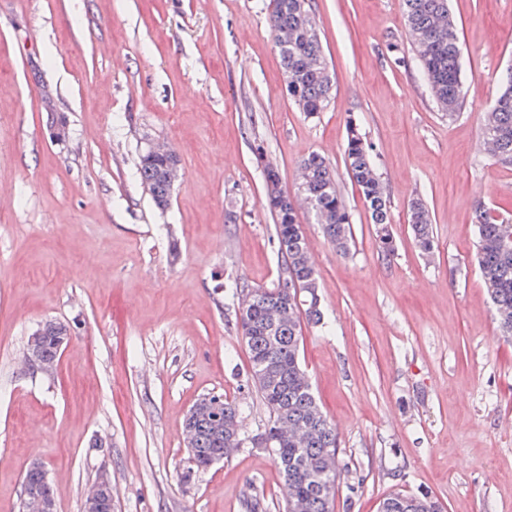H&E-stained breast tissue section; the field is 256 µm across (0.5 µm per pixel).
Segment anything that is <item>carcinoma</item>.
I'll return each mask as SVG.
<instances>
[{
	"mask_svg": "<svg viewBox=\"0 0 512 512\" xmlns=\"http://www.w3.org/2000/svg\"><path fill=\"white\" fill-rule=\"evenodd\" d=\"M407 34L427 87L442 111L452 117L462 104L465 86L455 23L448 0H404ZM275 46L281 57L286 88L300 111L313 115L330 100L332 78L310 0H271L269 14ZM502 90L490 119L482 124V140L491 144L502 164H512V70L501 78ZM346 170L360 188L383 252L395 251L390 229V201L384 192L372 149L356 126H349L344 149ZM178 167L174 150L142 149L137 172L155 204L169 205L170 171ZM300 194L314 211L324 237L340 254H347L351 240L350 215L325 159L316 153L299 165ZM266 206L275 219L278 251L284 259L281 276L271 288H251L241 293L236 327L247 347L250 378L268 411L265 430L251 442L271 451L283 478L284 512H332L339 484L347 469L338 460L336 429L321 410L299 356L300 322L322 321L316 262L301 226L296 207L278 189L279 173L271 164L264 169ZM410 222L418 247L434 248L432 220L422 201L410 207ZM477 261L491 301L500 336L512 341V221L481 210L476 215ZM39 351L50 368L57 361L55 333H45ZM210 397L200 398L186 414L183 429L192 440L190 468L206 469L237 447L245 438L241 409L222 400L219 413L210 412ZM44 470L30 464L23 488L43 486ZM379 512H442L428 495L388 494Z\"/></svg>",
	"mask_w": 512,
	"mask_h": 512,
	"instance_id": "obj_1",
	"label": "carcinoma"
}]
</instances>
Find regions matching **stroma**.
Listing matches in <instances>:
<instances>
[{
  "mask_svg": "<svg viewBox=\"0 0 512 512\" xmlns=\"http://www.w3.org/2000/svg\"><path fill=\"white\" fill-rule=\"evenodd\" d=\"M268 3L0 0V512H20L35 460L57 512H82L102 477L112 512H246L250 498L282 512L267 449L191 473L182 427L206 394L236 402L246 434L268 421L225 282L276 283L264 165L295 197L313 152L351 219L340 257L297 211L323 312L303 324L300 356L349 469L337 501L378 512L391 492L426 491L445 512H512V343L475 233L479 208L512 215V165L480 135L512 67V0H449L466 89L451 118L411 51L403 0H312L334 85L323 112H300ZM352 121L378 157L390 255L346 173ZM149 141L180 160L163 210L137 175ZM416 198L429 255L409 223ZM49 320L70 341L45 373L26 347ZM410 222L418 247L421 251L430 253L434 248L432 220L428 209L421 200L411 204Z\"/></svg>",
  "mask_w": 512,
  "mask_h": 512,
  "instance_id": "obj_1",
  "label": "stroma"
}]
</instances>
